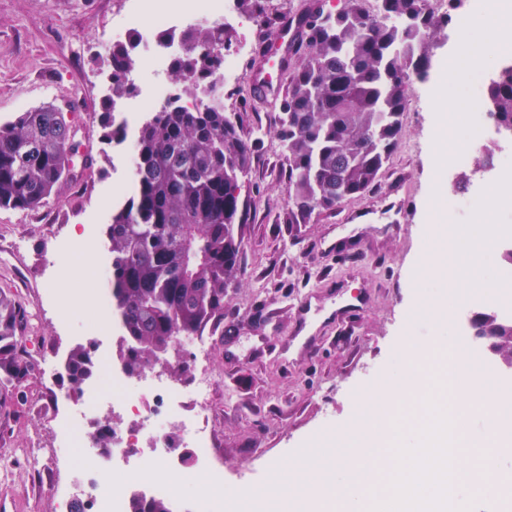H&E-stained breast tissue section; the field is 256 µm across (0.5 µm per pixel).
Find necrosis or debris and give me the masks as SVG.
Instances as JSON below:
<instances>
[{"label": "necrosis or debris", "mask_w": 512, "mask_h": 512, "mask_svg": "<svg viewBox=\"0 0 512 512\" xmlns=\"http://www.w3.org/2000/svg\"><path fill=\"white\" fill-rule=\"evenodd\" d=\"M140 17L138 31L148 50L146 71L152 79L142 95L127 106L128 113L143 114L160 109L169 91L156 80L173 52L172 46L160 43V31L193 23L198 17L224 28L239 24L237 0H129L126 17L112 26L113 35L125 33L130 17ZM104 368L103 381L90 382L87 396L80 404L79 416L57 420L55 436L64 447L85 448L93 460L83 471L80 496L92 498L97 512H128V495L132 485L146 494L179 501L166 476L155 473L158 463H165L168 474L182 470L176 447L193 449L197 470L210 473L217 496L195 497L189 512H218L220 497L238 499L237 484L227 481L216 454L213 428L205 414L214 385L206 372L191 381L181 382L165 367L146 370L140 377L125 374L117 356L103 352L98 356ZM110 406L122 421L112 427V445L97 447L87 426L101 406Z\"/></svg>", "instance_id": "obj_1"}]
</instances>
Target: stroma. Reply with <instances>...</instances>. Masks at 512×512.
Segmentation results:
<instances>
[{"label":"stroma","mask_w":512,"mask_h":512,"mask_svg":"<svg viewBox=\"0 0 512 512\" xmlns=\"http://www.w3.org/2000/svg\"><path fill=\"white\" fill-rule=\"evenodd\" d=\"M124 0H0V123L51 102L68 109L80 153L93 173L63 182L32 213L0 209V291L21 301L30 322L24 349L45 361L98 333L68 324L61 297L85 289V277L66 281L56 242L90 233L96 246L78 266L97 267L108 254L106 226L116 189L128 174V145L103 143L96 116L108 93L106 58L112 21ZM281 52L252 56L224 109L258 134L241 196L248 221L239 225L241 268L224 293V320L204 332L205 367L214 380L208 415L227 480L253 491L272 468L294 460L321 433L353 421L365 389L403 358L404 336L432 340V323L413 321V263L420 252L423 213L433 199L435 109L425 84L411 80L402 132L380 186L306 224L288 221L286 166L273 99L260 96L252 72L280 77ZM403 205L409 231L393 226L391 206ZM308 297L302 320L293 304ZM360 312L352 326L329 317L347 299ZM64 370L32 368L17 399L0 407V512H61L73 471L52 432L58 413L77 398L50 405L67 391Z\"/></svg>","instance_id":"stroma-1"}]
</instances>
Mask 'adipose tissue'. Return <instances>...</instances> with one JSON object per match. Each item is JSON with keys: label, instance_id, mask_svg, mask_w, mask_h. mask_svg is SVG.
Wrapping results in <instances>:
<instances>
[{"label": "adipose tissue", "instance_id": "obj_1", "mask_svg": "<svg viewBox=\"0 0 512 512\" xmlns=\"http://www.w3.org/2000/svg\"><path fill=\"white\" fill-rule=\"evenodd\" d=\"M512 13V0H483L480 13L463 19L457 27V41L463 46L462 55L453 60L447 70L435 81L433 100L436 108L435 168L445 171L457 157L463 139L462 131L467 127L469 112L466 104H449L448 90L452 88L461 72L488 65L496 49L512 44V25L504 24V17ZM496 197H488L478 211L477 224L471 225L468 235L457 236L448 222L447 201L443 194H436L433 203L425 212L426 223L435 227L426 249L416 261V278L420 291L414 309L425 313L435 325H444L448 318L447 300L432 301L426 288L446 282L451 272L468 267L466 285L483 288L485 294L497 296L501 293L499 282L483 285L482 268L474 255L477 245L493 241L497 229L498 210Z\"/></svg>", "mask_w": 512, "mask_h": 512}]
</instances>
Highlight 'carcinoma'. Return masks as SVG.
I'll return each mask as SVG.
<instances>
[{"label":"carcinoma","mask_w":512,"mask_h":512,"mask_svg":"<svg viewBox=\"0 0 512 512\" xmlns=\"http://www.w3.org/2000/svg\"><path fill=\"white\" fill-rule=\"evenodd\" d=\"M344 0L325 12L308 4L297 20L300 34L283 65L287 86L276 99L286 162L288 223L307 224L315 212L334 211L374 190L401 134L409 81H424L432 67L430 35L453 20L460 0L436 16L428 0ZM159 38L180 44L168 70L174 90L166 106L147 116L135 140L133 192L112 210L106 236L111 255L113 312L126 339L119 356L134 374L175 347L224 320V290L235 277L245 223L241 183L257 139L241 134L236 114L224 111L215 78L224 66L228 34L190 24ZM138 35L112 46L107 64L112 97L99 115L102 137L126 141L116 121V100L136 94L130 79ZM208 101L189 111L185 93ZM487 116L512 129V65L486 84ZM71 124L50 104L18 113L0 124V208L39 210L71 173ZM472 323L495 337L498 363L512 367V320L482 312ZM27 310L0 293V406L15 398L30 372L20 336ZM69 392L83 393L94 372L93 350L83 345L66 357ZM130 512H174L164 497L132 499Z\"/></svg>","instance_id":"1"}]
</instances>
